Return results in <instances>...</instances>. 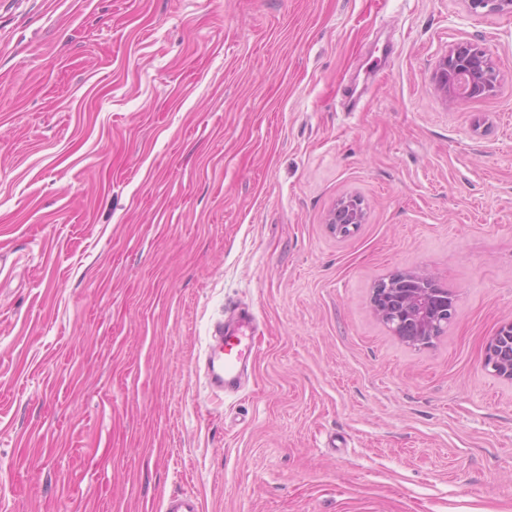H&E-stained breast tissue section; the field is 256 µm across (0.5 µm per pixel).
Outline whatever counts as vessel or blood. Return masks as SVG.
Returning a JSON list of instances; mask_svg holds the SVG:
<instances>
[{"label": "vessel or blood", "instance_id": "b4317fda", "mask_svg": "<svg viewBox=\"0 0 512 512\" xmlns=\"http://www.w3.org/2000/svg\"><path fill=\"white\" fill-rule=\"evenodd\" d=\"M254 318L243 308L233 310L230 319L216 324L206 354V381L216 393L237 389L253 356V347L246 334ZM160 512H202L196 495L182 493L169 496Z\"/></svg>", "mask_w": 512, "mask_h": 512}]
</instances>
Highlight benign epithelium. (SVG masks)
Returning <instances> with one entry per match:
<instances>
[{
  "label": "benign epithelium",
  "mask_w": 512,
  "mask_h": 512,
  "mask_svg": "<svg viewBox=\"0 0 512 512\" xmlns=\"http://www.w3.org/2000/svg\"><path fill=\"white\" fill-rule=\"evenodd\" d=\"M471 11L495 12L512 7V0H467ZM489 55L475 45H455L439 62L435 87L451 102L467 101L493 92L497 79ZM360 200H340L329 213L327 224L340 235L345 227L363 222ZM371 304L377 318L404 343L427 346L441 335L454 319L453 294L420 270H399L378 281ZM485 368L495 376L512 382V322L501 326L489 342Z\"/></svg>",
  "instance_id": "1"
}]
</instances>
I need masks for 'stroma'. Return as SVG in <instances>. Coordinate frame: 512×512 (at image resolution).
I'll return each mask as SVG.
<instances>
[{
	"label": "stroma",
	"instance_id": "35a3bbf8",
	"mask_svg": "<svg viewBox=\"0 0 512 512\" xmlns=\"http://www.w3.org/2000/svg\"><path fill=\"white\" fill-rule=\"evenodd\" d=\"M460 42L492 95L436 94ZM410 268L456 299L425 347L370 302ZM511 321L512 12L0 0V512H512ZM363 208L360 200L355 197L341 199L336 207L329 213L327 224L336 234L345 235V227H355L353 224L363 222ZM234 315L214 327L206 354V381L216 393L237 389L253 356V347L245 331L251 328L253 315L241 307ZM484 365L495 376L512 382V322L502 325L492 337ZM161 512H201L202 505L194 494L171 495L160 506Z\"/></svg>",
	"mask_w": 512,
	"mask_h": 512
}]
</instances>
